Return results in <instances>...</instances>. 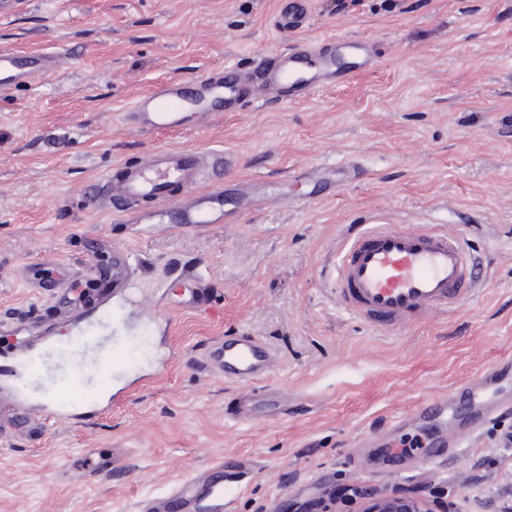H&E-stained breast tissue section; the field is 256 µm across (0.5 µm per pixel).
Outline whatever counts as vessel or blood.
Listing matches in <instances>:
<instances>
[{
    "label": "vessel or blood",
    "instance_id": "1",
    "mask_svg": "<svg viewBox=\"0 0 512 512\" xmlns=\"http://www.w3.org/2000/svg\"><path fill=\"white\" fill-rule=\"evenodd\" d=\"M61 60L58 54L21 56L1 48L0 86L37 82L58 70ZM370 61L366 41L348 40L340 45L328 36L319 50L304 45L280 53L248 76L228 64L222 71L199 78L190 90L180 83L155 87L139 96L123 118L136 129L158 131L181 127L191 118L204 122L214 113L231 111L242 100L263 98L270 92L301 100L325 82H349ZM209 158V153L193 149L157 148L139 163L104 175L95 188L116 212L144 203L159 210L178 205L189 213L191 223L215 224L219 218L210 198L194 192L195 186L208 179ZM476 280L472 257L447 232L380 225L344 244L336 266V298L346 311L369 323L398 327L454 309L473 294ZM115 362V357L101 356L85 374L63 380L48 399V416L68 422L81 409L99 407L101 394L112 390ZM201 363L244 386L230 417L254 419L263 402L251 386L272 372V351L255 337L237 336L212 342ZM495 380V372H487L461 392L472 416V429L491 419L480 394ZM225 492L224 470L216 467L175 484L168 494L146 503L145 512H224Z\"/></svg>",
    "mask_w": 512,
    "mask_h": 512
}]
</instances>
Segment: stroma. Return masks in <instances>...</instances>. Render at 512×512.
I'll list each match as a JSON object with an SVG mask.
<instances>
[{"mask_svg": "<svg viewBox=\"0 0 512 512\" xmlns=\"http://www.w3.org/2000/svg\"><path fill=\"white\" fill-rule=\"evenodd\" d=\"M289 3L10 0L0 12V47L64 54L39 82L0 89V369L19 371L40 318L57 334L33 404L94 359L60 347L72 326H92L128 362L112 384L121 400L78 424L16 426L0 404V512H140L215 461L252 466L224 512H358L331 497L352 484L439 495L449 512L512 499V449L493 424L427 465L392 452L431 434L423 400L512 362V0H309L303 26L277 31ZM329 33L368 41L376 67L174 132L121 120L157 83L229 62L250 71ZM160 147L232 157L201 189L219 192L227 222L125 215L83 194ZM318 167L337 174L311 176ZM378 224L458 236L479 260L476 292L404 328L341 308L339 251ZM124 255L135 278L116 295L93 274ZM186 274L201 278L199 306L186 304ZM242 335L275 354L259 385L287 399L253 422L225 419L241 388L197 363L212 340Z\"/></svg>", "mask_w": 512, "mask_h": 512, "instance_id": "1", "label": "stroma"}]
</instances>
